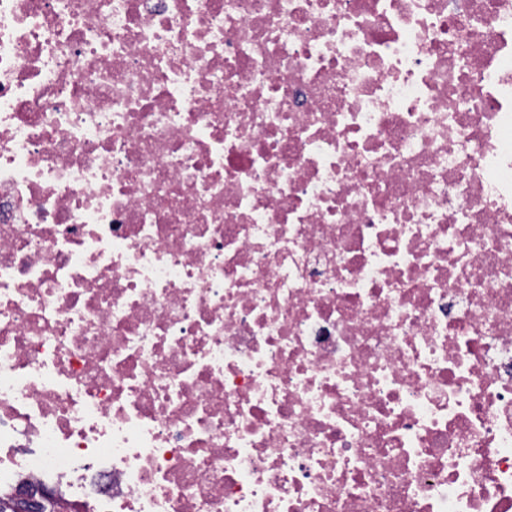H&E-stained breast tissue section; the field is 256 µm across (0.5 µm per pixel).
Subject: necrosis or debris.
<instances>
[{
  "label": "necrosis or debris",
  "mask_w": 512,
  "mask_h": 512,
  "mask_svg": "<svg viewBox=\"0 0 512 512\" xmlns=\"http://www.w3.org/2000/svg\"><path fill=\"white\" fill-rule=\"evenodd\" d=\"M512 512V0H0V489Z\"/></svg>",
  "instance_id": "necrosis-or-debris-1"
}]
</instances>
